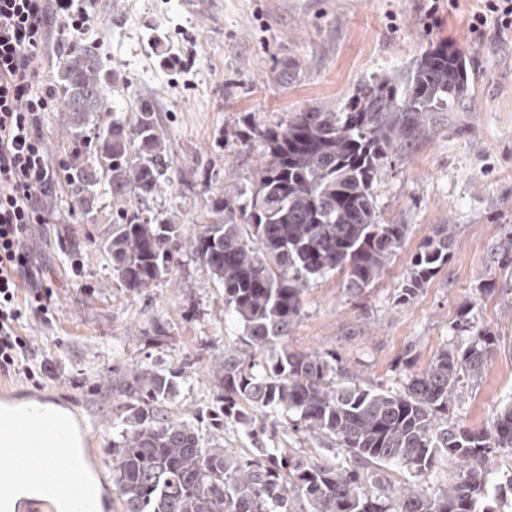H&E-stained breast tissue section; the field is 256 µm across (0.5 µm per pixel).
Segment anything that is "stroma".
Wrapping results in <instances>:
<instances>
[{
  "label": "stroma",
  "instance_id": "stroma-1",
  "mask_svg": "<svg viewBox=\"0 0 512 512\" xmlns=\"http://www.w3.org/2000/svg\"><path fill=\"white\" fill-rule=\"evenodd\" d=\"M477 0H101V20L83 34L101 47L129 86L111 93L117 116L133 121L128 90L162 117L170 168L146 202L150 213L186 228L207 221L214 192L245 185L258 154L240 144L247 126L273 127L292 113L343 108L359 87L403 76L438 44L468 53L472 97L442 112L432 136L384 169L374 186L383 223L406 237L381 277L361 293L334 273L311 280L289 331L298 351L336 354L360 386L399 391L444 348L467 342L460 313L494 332L498 343L479 379L464 381L453 419L480 429L512 401V273L496 249L512 233V46L471 34ZM162 46L152 45V33ZM298 78H278L286 63ZM116 204L100 185L92 212L59 181L49 221L32 227V268L49 284L54 322L28 313L26 334L45 350L51 373L41 387L0 376L7 400L37 398L93 427L92 463L104 486L113 438L127 400L117 387L128 370L178 371L165 404L174 418L207 434L218 380L212 359L238 342L240 325L224 312V290L190 255H180L151 287L130 290L112 274L99 245ZM455 227L447 265L410 303L396 295L410 262L438 225ZM273 447L326 465L348 466L346 450L293 430L271 414Z\"/></svg>",
  "mask_w": 512,
  "mask_h": 512
}]
</instances>
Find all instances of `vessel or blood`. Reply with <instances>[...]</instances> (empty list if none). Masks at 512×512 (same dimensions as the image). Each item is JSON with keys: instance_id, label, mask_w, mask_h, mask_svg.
Here are the masks:
<instances>
[{"instance_id": "vessel-or-blood-1", "label": "vessel or blood", "mask_w": 512, "mask_h": 512, "mask_svg": "<svg viewBox=\"0 0 512 512\" xmlns=\"http://www.w3.org/2000/svg\"><path fill=\"white\" fill-rule=\"evenodd\" d=\"M10 427L0 425V479L11 478L22 484H51L66 512H95V502L77 483L72 449L18 448Z\"/></svg>"}]
</instances>
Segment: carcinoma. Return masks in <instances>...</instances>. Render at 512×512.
I'll return each mask as SVG.
<instances>
[{
    "instance_id": "cac0c4a2",
    "label": "carcinoma",
    "mask_w": 512,
    "mask_h": 512,
    "mask_svg": "<svg viewBox=\"0 0 512 512\" xmlns=\"http://www.w3.org/2000/svg\"><path fill=\"white\" fill-rule=\"evenodd\" d=\"M118 81L109 59L74 42L60 61L55 96L72 119L76 164L68 179L85 211V193L107 182L118 203L101 247L118 282L148 288L166 276L175 254L190 252L224 288V311L242 325L241 345L213 358L221 389L203 436L163 411L174 372L130 370L119 386L132 399L112 442V493L123 512H497L489 498L494 458L512 450V402L483 429L453 419L460 382L476 379L497 336L464 314L460 346L443 349L399 392L345 382L334 355L288 348V331L310 281L346 275L360 292L378 279L400 246L406 224H384L374 183L408 148L424 142L436 113L460 112L471 87L465 54L440 44L404 78L384 76L359 88L342 110L318 106L285 124L254 129L259 161L245 186L213 194L210 222L192 234L157 214L129 210L169 169L157 113L134 104V123L114 116L106 84ZM101 115L92 131L85 122ZM454 226L441 224L411 261L402 302L413 299L448 263ZM295 414L306 435L350 453L338 469L286 448L266 446L268 426L255 413ZM227 423L247 430L253 449L220 443ZM441 460L453 474L429 493L416 482L391 490L364 470L398 464L420 477Z\"/></svg>"
}]
</instances>
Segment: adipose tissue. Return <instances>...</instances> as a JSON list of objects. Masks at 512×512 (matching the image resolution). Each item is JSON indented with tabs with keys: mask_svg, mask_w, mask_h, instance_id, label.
<instances>
[{
	"mask_svg": "<svg viewBox=\"0 0 512 512\" xmlns=\"http://www.w3.org/2000/svg\"><path fill=\"white\" fill-rule=\"evenodd\" d=\"M0 421L16 423L18 438L30 448H76L80 435L67 411L36 400L0 405Z\"/></svg>",
	"mask_w": 512,
	"mask_h": 512,
	"instance_id": "adipose-tissue-1",
	"label": "adipose tissue"
}]
</instances>
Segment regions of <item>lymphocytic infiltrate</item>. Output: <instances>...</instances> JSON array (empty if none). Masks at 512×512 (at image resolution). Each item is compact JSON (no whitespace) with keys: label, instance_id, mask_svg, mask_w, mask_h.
<instances>
[{"label":"lymphocytic infiltrate","instance_id":"lymphocytic-infiltrate-1","mask_svg":"<svg viewBox=\"0 0 512 512\" xmlns=\"http://www.w3.org/2000/svg\"><path fill=\"white\" fill-rule=\"evenodd\" d=\"M99 0H0V376L39 381L43 358L23 332L26 311L50 322L49 286L18 273L30 270L32 225L47 223V200L58 183L43 120L54 90L39 83L53 33L78 35L98 23ZM469 29L512 37V0H480Z\"/></svg>","mask_w":512,"mask_h":512}]
</instances>
